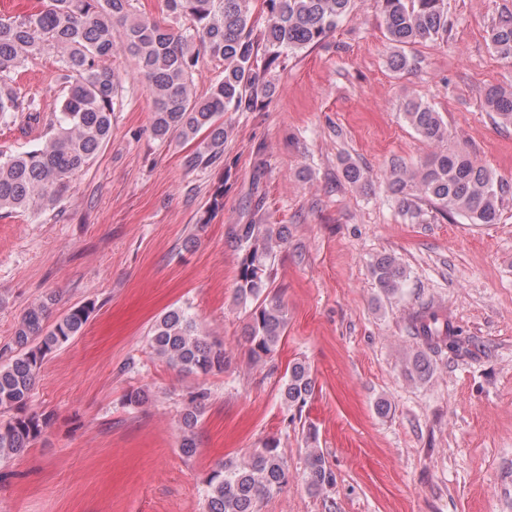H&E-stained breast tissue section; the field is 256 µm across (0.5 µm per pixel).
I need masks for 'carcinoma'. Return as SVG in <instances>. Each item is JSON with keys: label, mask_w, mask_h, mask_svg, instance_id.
Segmentation results:
<instances>
[{"label": "carcinoma", "mask_w": 512, "mask_h": 512, "mask_svg": "<svg viewBox=\"0 0 512 512\" xmlns=\"http://www.w3.org/2000/svg\"><path fill=\"white\" fill-rule=\"evenodd\" d=\"M255 0H164L171 24L142 18L134 0H43L35 11L0 18V124L22 115L30 124H44L48 133L37 147L0 152V211L56 209L68 192L70 178L96 159L112 130L119 89L105 65L121 51L129 55L152 92L151 128L155 137H175L192 143L183 158L189 171L224 165L229 138L226 112H254L273 93L268 72L288 53L324 42L349 13L352 0H261L265 24L257 30ZM383 24L391 42L402 48L389 61L395 71L414 65L403 48L448 31L447 0H379ZM189 26H181V20ZM490 43L503 58H512V15L499 17L489 30ZM49 48L58 57L62 96L59 111L44 115L35 97L20 96L16 79L29 57ZM208 56L219 62V79L208 94L197 95L191 84L193 68ZM484 107L496 124L512 125V89L488 88ZM406 122L423 139L441 142L448 129L439 113L422 102L404 104ZM398 195V208L412 222L422 217L426 202L441 215L460 214L472 224H495L509 183L477 163L469 152L443 150L409 170L393 162L387 175ZM242 255L236 293L255 302L246 336L250 358L270 357L286 331L283 304L269 296L276 248L288 240L282 224H239L233 231ZM371 274L387 297L402 293L406 270L390 255L377 257ZM94 304L73 308L53 325H46L47 306L29 308L0 364V411L19 414L0 422V459L24 453L42 435L46 421L25 413L45 357L79 335ZM410 333L421 346L407 360L410 375L423 379L433 363L429 353L453 356L468 352L470 338L450 326L430 306L412 318ZM150 346L179 370L191 374L222 372L227 364L224 345L210 342L185 310L163 313L151 327ZM315 389L312 370L304 361L288 371L282 397L291 418H299ZM208 400L201 389L190 395L182 416L180 451H197L195 429ZM304 474L308 489L319 494L333 484V472L317 448V431L305 436ZM288 482L278 442L264 444L243 463H229L207 480L205 512H259L260 503Z\"/></svg>", "instance_id": "1"}]
</instances>
